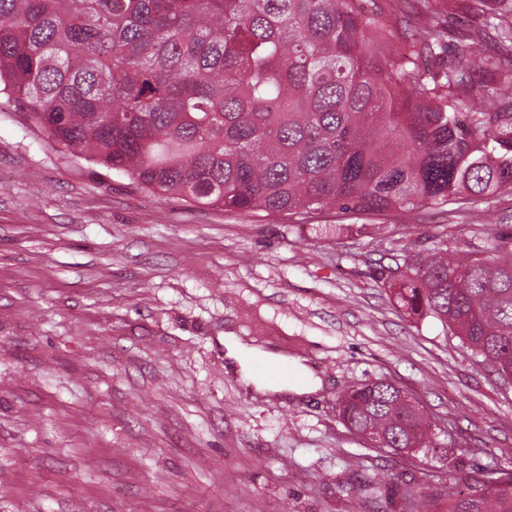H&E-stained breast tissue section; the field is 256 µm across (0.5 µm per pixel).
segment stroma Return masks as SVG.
Here are the masks:
<instances>
[{"mask_svg":"<svg viewBox=\"0 0 512 512\" xmlns=\"http://www.w3.org/2000/svg\"><path fill=\"white\" fill-rule=\"evenodd\" d=\"M410 55L428 16L373 0ZM446 47L493 48L438 4ZM512 231V197L440 209L329 208L290 220L197 205L57 151L0 112V512H373L391 475L446 512L450 473L512 471V387L440 322L407 314L379 265ZM300 359L318 390L246 383L225 333ZM379 379L412 393L439 445L370 448L337 397Z\"/></svg>","mask_w":512,"mask_h":512,"instance_id":"1","label":"stroma"}]
</instances>
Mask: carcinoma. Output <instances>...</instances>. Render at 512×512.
<instances>
[{"label":"carcinoma","mask_w":512,"mask_h":512,"mask_svg":"<svg viewBox=\"0 0 512 512\" xmlns=\"http://www.w3.org/2000/svg\"><path fill=\"white\" fill-rule=\"evenodd\" d=\"M483 9L512 50V0ZM394 29L363 0H0V99L59 151L137 186L241 214L305 216L441 207L512 196V94L496 56L457 46L420 82ZM431 23L415 54L434 59ZM411 314L512 378V233L461 259L435 246L382 266ZM344 425L380 448H436L425 412L386 380L338 398ZM447 512H512V471L448 479Z\"/></svg>","instance_id":"obj_1"}]
</instances>
